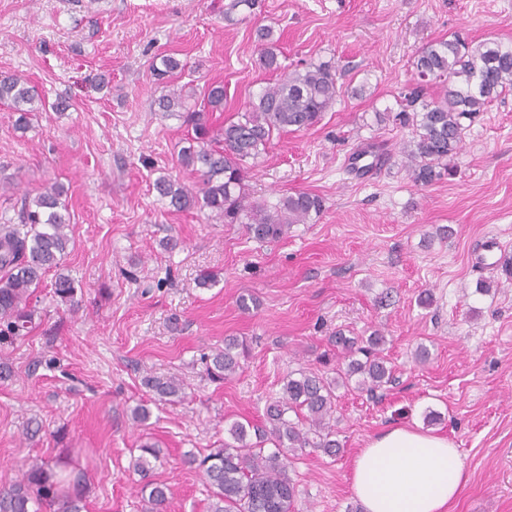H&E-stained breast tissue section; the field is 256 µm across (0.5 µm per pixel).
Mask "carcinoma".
I'll use <instances>...</instances> for the list:
<instances>
[{
    "label": "carcinoma",
    "mask_w": 512,
    "mask_h": 512,
    "mask_svg": "<svg viewBox=\"0 0 512 512\" xmlns=\"http://www.w3.org/2000/svg\"><path fill=\"white\" fill-rule=\"evenodd\" d=\"M272 30L258 31L262 42L259 65L276 73L237 119L215 130L207 113L224 111V86L211 85L201 102L188 103L183 88L172 84L183 69L176 58L151 65L155 79L169 85L155 100L160 112H178L191 127L189 146L180 163L198 176V187L189 188L169 175L153 181V189L175 211L207 210L226 224H244L254 238L276 240L288 226L305 224L324 210L323 198L300 191L269 209L254 200L246 183L250 164L268 153L273 137L283 132L308 130L317 125L339 94L336 69L327 62L292 68L278 61L271 41ZM415 87L404 95L397 114L401 124L412 127L413 137L404 150L414 185L428 187L443 176H453L454 157L460 152L467 125L487 105L512 92V44L496 40L471 44L460 37L422 47L412 62ZM439 85L437 97L424 99V86ZM0 101L8 102L18 117L19 130L29 127L31 116L46 108V98L24 76L0 71ZM64 188L53 184L37 195L21 200L18 223H0V343L25 335L32 327L35 310L30 306L33 289L45 274L62 266L69 254L68 208ZM60 304H75L74 280L64 274L52 283ZM346 368L333 378L312 371H291L283 396L266 405L261 426L240 421L227 428L230 440L206 454L187 453L183 463L198 470L211 488L209 512H294L296 486L289 476L292 459L313 448L328 457L340 453L334 417L336 389L358 377L357 388L370 393L393 379L382 356L386 339L375 331L363 345L336 332ZM248 355L244 341L224 339V349L204 357L206 372L221 382L240 368ZM144 386L158 400H183L184 384L173 376H147ZM295 412V418L288 412ZM254 435H249V432ZM130 468L143 482L147 512H163L168 488L151 479L160 461L151 443L139 446ZM83 474L62 468L61 462L31 458L21 476L0 487V512H85Z\"/></svg>",
    "instance_id": "carcinoma-1"
}]
</instances>
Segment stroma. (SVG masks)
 Returning a JSON list of instances; mask_svg holds the SVG:
<instances>
[{"instance_id":"obj_1","label":"stroma","mask_w":512,"mask_h":512,"mask_svg":"<svg viewBox=\"0 0 512 512\" xmlns=\"http://www.w3.org/2000/svg\"><path fill=\"white\" fill-rule=\"evenodd\" d=\"M227 2L0 0V70L24 74L51 105L69 103L25 131L0 103V219L17 218L24 195L64 185L73 246L61 271L78 300L58 304L47 274L30 333L0 347L12 372L0 380V482L30 457L65 461L86 476L87 512H144L129 463L147 437L161 450L154 477L170 487L164 512H208L209 488L185 452L223 444L233 421L261 424L288 372L335 365L336 332L377 330L394 380L373 395L338 389L342 450L294 461L296 512H363L351 462L394 426L459 450L466 481L451 512H512V280L473 262L485 251L512 258V93L467 129L455 175L426 188L406 170L411 127L377 119L400 110L426 44L457 34L512 43V0H255L243 21L225 20ZM263 26L283 64L333 61L340 86L319 124L274 137L250 174L268 206L299 191L325 201L273 242L206 211L169 210L152 188L162 174L196 183L179 160L190 129L153 109L152 61L180 60L178 83L198 94L223 83L224 109L209 115L218 128L274 79L258 66ZM371 145L391 159L356 178L349 159ZM170 237L176 249H165ZM203 270L215 285L197 286ZM424 291L432 306L419 305ZM243 294L258 308L241 311ZM230 336L249 355L217 384L202 358ZM148 375L182 379L188 399L152 400ZM141 404L144 423L132 417ZM31 421L41 426L32 437Z\"/></svg>"}]
</instances>
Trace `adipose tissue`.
Masks as SVG:
<instances>
[{"instance_id":"1","label":"adipose tissue","mask_w":512,"mask_h":512,"mask_svg":"<svg viewBox=\"0 0 512 512\" xmlns=\"http://www.w3.org/2000/svg\"><path fill=\"white\" fill-rule=\"evenodd\" d=\"M464 483L451 440L404 427L369 438L351 465V491L364 512H449Z\"/></svg>"}]
</instances>
